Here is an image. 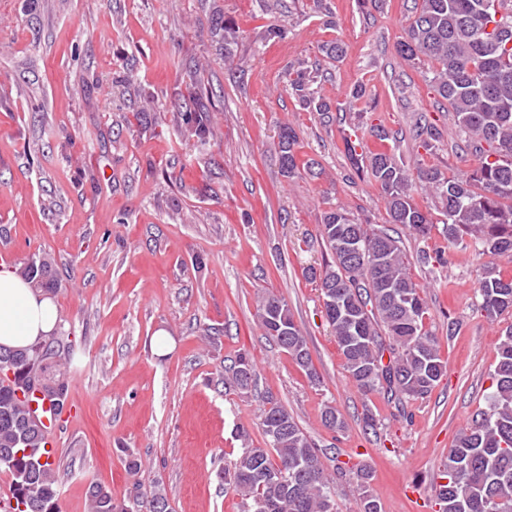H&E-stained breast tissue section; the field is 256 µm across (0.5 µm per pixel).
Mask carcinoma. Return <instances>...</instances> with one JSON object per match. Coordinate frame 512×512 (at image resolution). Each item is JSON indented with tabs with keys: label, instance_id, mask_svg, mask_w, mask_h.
I'll return each instance as SVG.
<instances>
[{
	"label": "carcinoma",
	"instance_id": "carcinoma-1",
	"mask_svg": "<svg viewBox=\"0 0 512 512\" xmlns=\"http://www.w3.org/2000/svg\"><path fill=\"white\" fill-rule=\"evenodd\" d=\"M502 7L501 0H419L397 46L404 60L431 64L429 82L448 101L458 132L477 157L471 171L446 177L433 167L413 169L387 150L372 153L366 165L386 200L388 223L426 240L434 220L423 196L432 194L442 203L448 248L467 235L479 254L489 256L512 253V10L503 13ZM209 28L224 61H232L238 40L234 22L216 9ZM318 78L319 69L300 60L289 68L285 90L301 109L325 114L331 106L316 97ZM188 79L178 98L179 118L201 140L211 120V102L193 88L195 77ZM297 144L296 130L281 125L283 175L319 177L313 160L299 162ZM319 235L331 259L308 268L307 274L317 282L349 378L363 393L379 392L400 405L425 397L445 375L447 362L425 329L429 307L402 242L340 205L324 211ZM20 275L35 289L56 291L47 254L24 263ZM478 293L487 318L512 311V276L492 262L483 268ZM257 320L309 380L318 381L306 337L288 303L266 296ZM73 352L72 340L59 325L31 346H0V454H21L11 465L0 460V470L10 475L16 512H57L60 478L46 450L48 427L33 411L32 400L38 392L56 412L66 407ZM255 378L253 361L241 354L224 384L247 391ZM493 380L486 408L448 449L445 483L437 494L440 512H512V325L496 349ZM322 420L334 431L346 427L329 404ZM260 428L265 447L242 448L224 468V485L242 497L244 512H336L334 481L318 448L271 396L261 410ZM356 479L360 512H381L368 493L371 472L364 469ZM86 507L87 512H127V505L100 484L89 486Z\"/></svg>",
	"mask_w": 512,
	"mask_h": 512
}]
</instances>
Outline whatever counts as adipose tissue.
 <instances>
[{"mask_svg":"<svg viewBox=\"0 0 512 512\" xmlns=\"http://www.w3.org/2000/svg\"><path fill=\"white\" fill-rule=\"evenodd\" d=\"M57 323L52 299L29 288L14 268L0 265V345H32L50 334Z\"/></svg>","mask_w":512,"mask_h":512,"instance_id":"1","label":"adipose tissue"}]
</instances>
